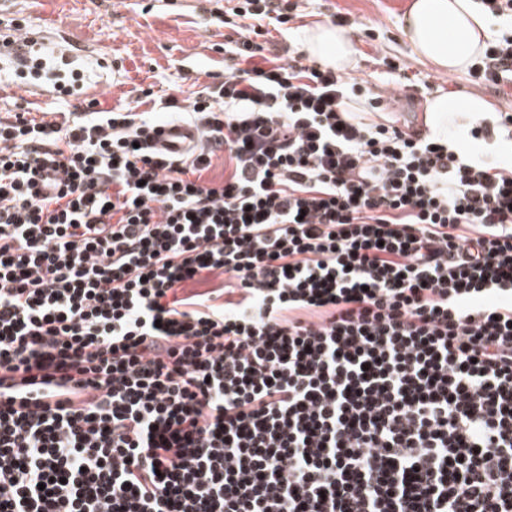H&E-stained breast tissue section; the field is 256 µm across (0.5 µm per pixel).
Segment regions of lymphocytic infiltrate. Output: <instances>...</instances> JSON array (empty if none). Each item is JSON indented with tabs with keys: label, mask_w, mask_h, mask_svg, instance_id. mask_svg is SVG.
Returning a JSON list of instances; mask_svg holds the SVG:
<instances>
[{
	"label": "lymphocytic infiltrate",
	"mask_w": 512,
	"mask_h": 512,
	"mask_svg": "<svg viewBox=\"0 0 512 512\" xmlns=\"http://www.w3.org/2000/svg\"><path fill=\"white\" fill-rule=\"evenodd\" d=\"M297 8L225 10L192 96L0 116V512H512V163L268 56Z\"/></svg>",
	"instance_id": "lymphocytic-infiltrate-1"
}]
</instances>
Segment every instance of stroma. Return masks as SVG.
Segmentation results:
<instances>
[{
    "instance_id": "stroma-1",
    "label": "stroma",
    "mask_w": 512,
    "mask_h": 512,
    "mask_svg": "<svg viewBox=\"0 0 512 512\" xmlns=\"http://www.w3.org/2000/svg\"><path fill=\"white\" fill-rule=\"evenodd\" d=\"M411 0H304L297 25L311 28L328 22L331 13L346 17L358 49L353 76L367 79L373 91L383 88L389 68L398 73L429 79L432 88L410 87L415 115H422L432 92L466 89L480 95L495 110H512V100L495 88L476 86L471 72L444 76L419 61L403 33V15ZM216 0H11L0 20L15 21L32 31L63 29L84 49L74 65L84 81L96 89L103 107L136 97L149 89L162 95L201 90L211 73L224 71V30L210 24ZM74 106L65 98L30 101L17 89L10 74L0 75V114L68 112Z\"/></svg>"
}]
</instances>
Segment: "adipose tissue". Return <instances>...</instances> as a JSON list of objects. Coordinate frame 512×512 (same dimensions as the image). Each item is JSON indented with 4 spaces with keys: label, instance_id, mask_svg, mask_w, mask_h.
Listing matches in <instances>:
<instances>
[{
    "label": "adipose tissue",
    "instance_id": "1",
    "mask_svg": "<svg viewBox=\"0 0 512 512\" xmlns=\"http://www.w3.org/2000/svg\"><path fill=\"white\" fill-rule=\"evenodd\" d=\"M403 32L421 60L451 74L467 71L482 57L487 37L473 0H412ZM304 50L311 59L340 72L352 68L357 53L349 30L323 25L306 31ZM491 110L480 96L443 91L425 103L423 122L434 134L461 142L469 125Z\"/></svg>",
    "mask_w": 512,
    "mask_h": 512
}]
</instances>
